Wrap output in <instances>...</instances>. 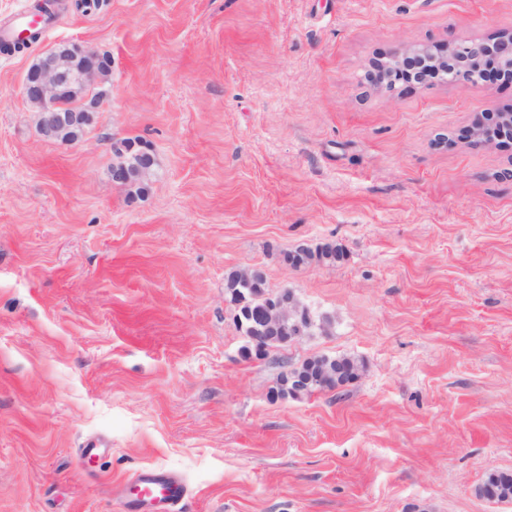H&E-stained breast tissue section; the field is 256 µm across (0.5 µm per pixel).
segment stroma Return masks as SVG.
Wrapping results in <instances>:
<instances>
[{
    "mask_svg": "<svg viewBox=\"0 0 512 512\" xmlns=\"http://www.w3.org/2000/svg\"><path fill=\"white\" fill-rule=\"evenodd\" d=\"M59 0L0 54V512H512V147L436 146L512 85L375 89L400 46L512 31V0ZM110 54L85 139L38 129L24 74L64 44ZM149 143L146 195L112 182ZM344 261L294 269L303 243ZM260 267L329 332L245 356L225 272ZM361 378L297 399L288 364ZM98 449L91 464L81 451ZM134 484V495L139 502L176 505L184 496L181 483L164 470H142L135 476ZM484 496L498 501H512V473H490L481 489Z\"/></svg>",
    "mask_w": 512,
    "mask_h": 512,
    "instance_id": "obj_1",
    "label": "stroma"
}]
</instances>
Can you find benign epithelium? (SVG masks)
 Returning a JSON list of instances; mask_svg holds the SVG:
<instances>
[{
    "mask_svg": "<svg viewBox=\"0 0 512 512\" xmlns=\"http://www.w3.org/2000/svg\"><path fill=\"white\" fill-rule=\"evenodd\" d=\"M488 63L512 79V32L453 42L439 51L427 46H405L388 60L373 63L367 82L374 88L393 90L404 82L405 76L431 71L442 81L465 85L481 81ZM111 71L112 58L79 44L60 47L30 65L22 92L26 101L36 108L40 132L64 144L80 141L93 123L94 114L77 110L64 112L61 101L89 93ZM485 122L483 116H476L460 132V139L473 147H500V139L484 130ZM154 163L152 146L142 144L133 161L114 171L112 182L125 187L136 176H149ZM263 309L259 335L248 337L259 355L265 352L266 342L279 335L284 322L310 320L313 316L309 308H300L294 291L289 288L268 294ZM326 378L328 367L322 363L293 373L289 382L296 390H308Z\"/></svg>",
    "mask_w": 512,
    "mask_h": 512,
    "instance_id": "1",
    "label": "benign epithelium"
}]
</instances>
